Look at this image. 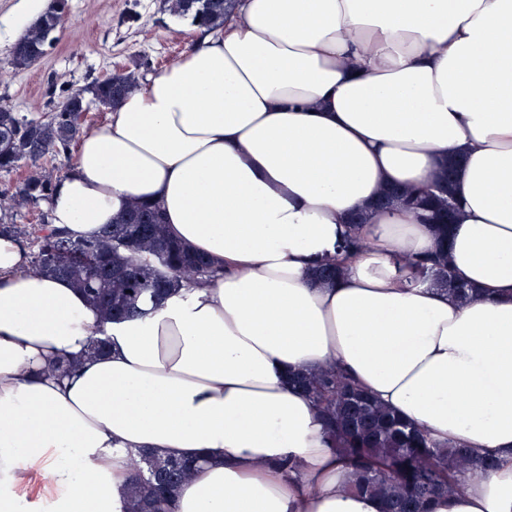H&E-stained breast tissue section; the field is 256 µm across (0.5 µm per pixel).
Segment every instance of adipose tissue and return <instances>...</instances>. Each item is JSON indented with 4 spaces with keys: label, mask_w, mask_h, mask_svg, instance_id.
<instances>
[{
    "label": "adipose tissue",
    "mask_w": 512,
    "mask_h": 512,
    "mask_svg": "<svg viewBox=\"0 0 512 512\" xmlns=\"http://www.w3.org/2000/svg\"><path fill=\"white\" fill-rule=\"evenodd\" d=\"M451 161L466 304L397 263L434 251L431 226L370 208ZM136 200L221 270L144 317L102 321L0 236V512H23L32 470L54 512H123L137 449L199 463L175 512H381L344 491L288 382L329 367L434 440L496 452L434 512H512V0H239L84 133L48 206L89 236ZM352 233L368 247L342 256ZM327 258L342 275L320 284Z\"/></svg>",
    "instance_id": "adipose-tissue-1"
}]
</instances>
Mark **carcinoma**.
<instances>
[{
    "label": "carcinoma",
    "mask_w": 512,
    "mask_h": 512,
    "mask_svg": "<svg viewBox=\"0 0 512 512\" xmlns=\"http://www.w3.org/2000/svg\"><path fill=\"white\" fill-rule=\"evenodd\" d=\"M167 2L173 15L210 30L224 27L235 0ZM58 29V17L50 8L12 45L11 67L23 71L40 60L56 40ZM137 82L136 72L116 70L77 89L73 107L96 104L109 109ZM83 134L80 113L65 107L29 119L0 105V172L10 174L28 162L32 166L13 190L0 194L31 208L49 201L57 177L40 161L48 155H70ZM456 165L453 161L442 167L435 182L422 189L382 188L374 207L405 206L432 224L436 251L407 264L467 303L476 290L456 281L448 266V238L457 215L453 193ZM0 236L29 244L32 264L73 281L106 320L146 316L181 282L217 275L209 261L191 254L165 233L158 208L143 203L132 205L90 237H77L66 227L52 224L46 215L39 224L0 221ZM290 380L319 406L324 428L351 471L345 491L377 497L383 512H430L427 506L432 500L462 494L469 483L496 465L492 452L476 455L466 448L430 440L375 402L340 369L297 373ZM130 459L134 477L124 492V512H170L173 493L196 473L192 463L144 450L130 452Z\"/></svg>",
    "instance_id": "1"
}]
</instances>
